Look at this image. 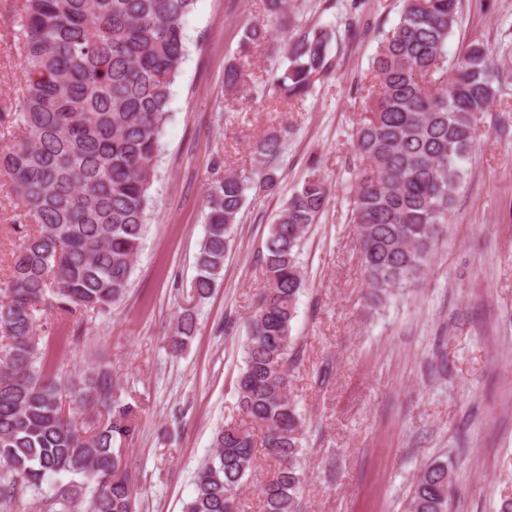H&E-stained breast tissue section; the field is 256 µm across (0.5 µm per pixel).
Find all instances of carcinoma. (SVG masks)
<instances>
[{
  "mask_svg": "<svg viewBox=\"0 0 512 512\" xmlns=\"http://www.w3.org/2000/svg\"><path fill=\"white\" fill-rule=\"evenodd\" d=\"M195 2L20 0L24 79L12 115L18 136L0 146V175L17 200L16 222L30 229L0 283V512H14L18 493L38 491L60 475L91 485L87 512L134 510L121 447L135 436L139 406L127 401L110 370L90 367L69 382L72 403L90 412L88 427L78 426L44 371L37 330L42 314L53 310L77 320L107 315L131 285ZM402 2L398 23L381 34L372 57L377 89L354 134L359 166L351 221L374 309L429 262L499 84L481 43L449 61L460 0ZM266 36V25L248 26L239 55L248 56ZM329 42L327 28L308 27L289 44L288 65L269 74L265 87L285 99L307 94L328 70ZM242 76L228 64L224 86L240 91ZM287 136L281 128L255 143L258 177L226 171L211 179L191 305L180 313L171 352H181L194 333L197 309L222 276L247 198L279 192ZM329 197L314 166L270 225L262 258L266 288L249 319L236 381L240 420L215 431L183 512H236L259 444L278 462L259 486L261 512H303L305 418L293 391L299 349L291 331L305 287L301 242ZM82 491L80 483L58 486L45 499L46 512H71ZM453 491L448 463L435 460L413 484L407 512H449Z\"/></svg>",
  "mask_w": 512,
  "mask_h": 512,
  "instance_id": "obj_1",
  "label": "carcinoma"
}]
</instances>
